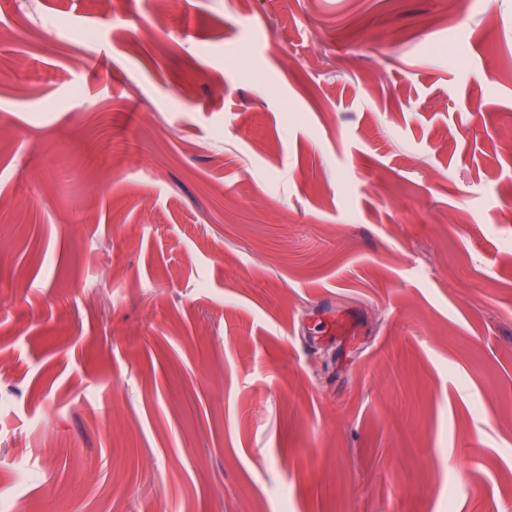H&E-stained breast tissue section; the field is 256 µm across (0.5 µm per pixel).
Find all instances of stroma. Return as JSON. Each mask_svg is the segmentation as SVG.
I'll use <instances>...</instances> for the list:
<instances>
[{
	"label": "stroma",
	"mask_w": 512,
	"mask_h": 512,
	"mask_svg": "<svg viewBox=\"0 0 512 512\" xmlns=\"http://www.w3.org/2000/svg\"><path fill=\"white\" fill-rule=\"evenodd\" d=\"M491 2L0 0V506L512 512Z\"/></svg>",
	"instance_id": "35a3bbf8"
}]
</instances>
